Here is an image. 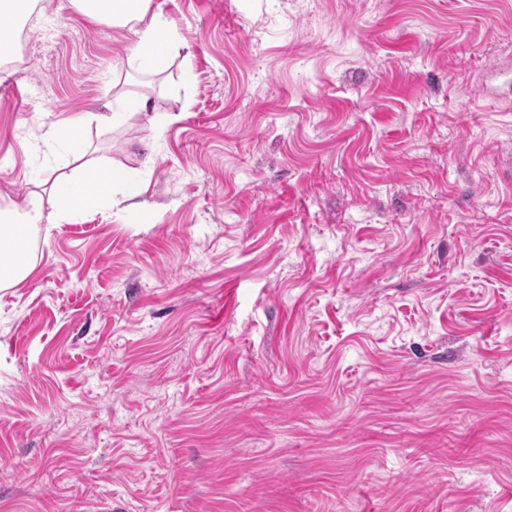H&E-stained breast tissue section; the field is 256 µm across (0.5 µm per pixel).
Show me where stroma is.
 I'll return each instance as SVG.
<instances>
[{"mask_svg": "<svg viewBox=\"0 0 512 512\" xmlns=\"http://www.w3.org/2000/svg\"><path fill=\"white\" fill-rule=\"evenodd\" d=\"M41 0L0 66V206L82 130L145 183L0 289V512H512V0ZM69 3L89 20L132 32L137 39L133 58L142 73H160L179 44L178 33L152 9L153 0H70ZM149 105V97L142 95L137 101V109L132 111H113L110 115H96L89 113L81 118L75 119L68 125L50 124L41 134L40 142L42 146L50 147L56 143H64L73 162L84 159L89 153V145L82 139L80 130L85 124L92 120H104L112 123V126L121 125L130 119L132 114L137 111L146 110Z\"/></svg>", "mask_w": 512, "mask_h": 512, "instance_id": "obj_1", "label": "stroma"}]
</instances>
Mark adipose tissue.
Here are the masks:
<instances>
[{
	"mask_svg": "<svg viewBox=\"0 0 512 512\" xmlns=\"http://www.w3.org/2000/svg\"><path fill=\"white\" fill-rule=\"evenodd\" d=\"M153 0H70L71 7L85 18L125 29L137 39L134 58L142 73L155 75L166 66L179 35L153 10ZM85 118L67 125H49L42 133V146L64 143L75 166L55 182L56 209L44 212L41 205L18 211L0 209V288H10L24 281L34 270L31 246L43 225L79 216L94 200L113 198L119 181L115 171L87 161L88 144L80 131Z\"/></svg>",
	"mask_w": 512,
	"mask_h": 512,
	"instance_id": "1",
	"label": "adipose tissue"
}]
</instances>
